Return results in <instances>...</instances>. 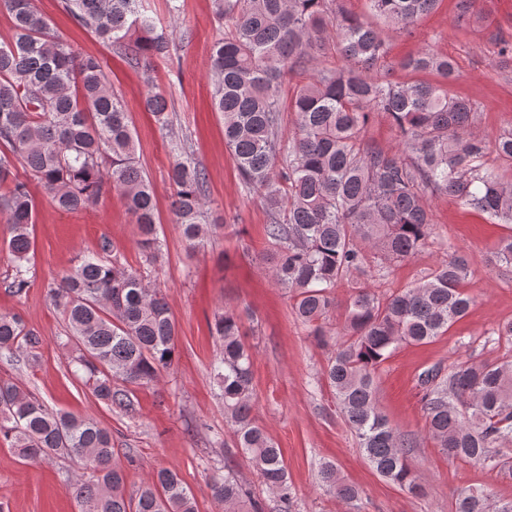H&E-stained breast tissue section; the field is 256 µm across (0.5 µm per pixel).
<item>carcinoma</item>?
Masks as SVG:
<instances>
[{"label": "carcinoma", "instance_id": "cac0c4a2", "mask_svg": "<svg viewBox=\"0 0 512 512\" xmlns=\"http://www.w3.org/2000/svg\"><path fill=\"white\" fill-rule=\"evenodd\" d=\"M440 0H369L371 12L410 29ZM224 34L211 57L212 108L224 118V143L249 192L265 205L272 243L271 276L293 294L297 318L323 344L332 339L335 288L351 274L373 276L382 264L403 261L426 245L433 216L429 200L447 195L512 227V183L485 165L495 153L512 165V128L492 142L474 133L478 105L449 93L452 59L430 49L400 63L434 74L435 82L396 83L381 67L387 44L369 20L338 0H213ZM69 15L112 43L133 66L167 58L172 38L157 28L144 0H65ZM458 18H485L479 0H458ZM14 36L0 42V217L13 259L4 290L23 297L33 272L32 227L37 182L61 211L95 208L104 192H116L138 230L145 261L162 258L155 223V194L136 160L135 137L122 97L108 84L98 58L78 53L50 28L33 0H0ZM336 36L328 38V27ZM497 65L512 70V40L497 36ZM334 62L318 66L319 58ZM298 77L288 102L281 87ZM160 129L170 125L168 100L152 85L142 100ZM294 115L284 140L282 112ZM388 116L398 147L383 149L363 137L372 114ZM175 223L192 250L222 224L209 222L207 173L186 144L177 146L168 172ZM83 255L54 286L50 302L64 315L75 346L72 364L89 375L93 395L121 411L132 410L124 385L156 383L175 362L176 323L160 288L136 269L105 257ZM496 261L512 267V234ZM471 258L453 254L425 279L381 298L368 285L354 288L345 305L343 337L325 369L340 413L359 449L384 479L420 495L423 487L409 460L410 446L378 406L375 373L403 344L422 345L448 333L464 317L471 298L463 291ZM243 320L224 307L211 333L222 341L213 374L224 417L267 489L276 512H292L293 496L280 449L252 417V349ZM42 339L18 312H0V355L37 361ZM428 433L448 456L489 470L512 473L500 449L512 443V356L461 367L448 375L432 368L419 376ZM0 442L35 463L69 457L91 471L69 484L82 512H197L178 474L161 468L138 489L126 491L125 472L114 463L112 435L91 416L54 411L19 382L0 380ZM320 481L346 503L358 490L332 463L320 465ZM224 512H266L244 498L227 473L211 483ZM454 512H512L489 489L460 492Z\"/></svg>", "mask_w": 512, "mask_h": 512}]
</instances>
